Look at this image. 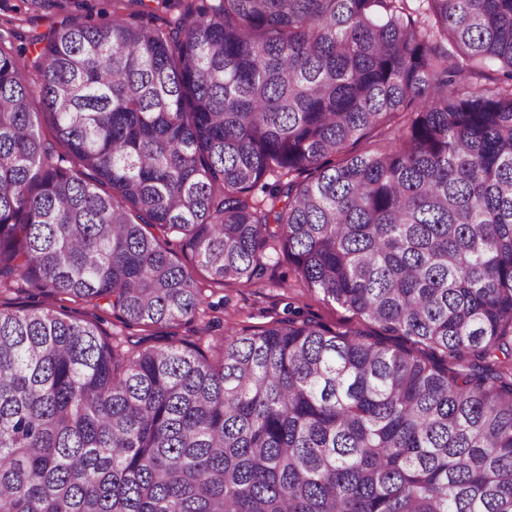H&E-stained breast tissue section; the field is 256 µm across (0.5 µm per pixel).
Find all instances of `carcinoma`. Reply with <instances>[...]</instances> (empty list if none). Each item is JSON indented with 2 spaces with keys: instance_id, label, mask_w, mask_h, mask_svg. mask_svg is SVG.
I'll return each mask as SVG.
<instances>
[{
  "instance_id": "cac0c4a2",
  "label": "carcinoma",
  "mask_w": 512,
  "mask_h": 512,
  "mask_svg": "<svg viewBox=\"0 0 512 512\" xmlns=\"http://www.w3.org/2000/svg\"><path fill=\"white\" fill-rule=\"evenodd\" d=\"M32 44L0 32L1 289L176 325L274 251L382 338L0 309V512H512V0H112Z\"/></svg>"
}]
</instances>
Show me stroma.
I'll return each mask as SVG.
<instances>
[{
	"label": "stroma",
	"mask_w": 512,
	"mask_h": 512,
	"mask_svg": "<svg viewBox=\"0 0 512 512\" xmlns=\"http://www.w3.org/2000/svg\"><path fill=\"white\" fill-rule=\"evenodd\" d=\"M99 11L93 16L82 12L27 11L21 0H0V28L20 33L26 60H33L35 51L30 39L44 35L62 24L75 20H93L102 24L112 18L110 0H98ZM209 309L205 317L175 327L127 326L113 315H98L101 327L113 344L129 349L131 344L164 346L185 340L208 349L209 345L231 330L254 331L288 317L290 310L319 321L331 328L377 335L371 322L329 301L322 293L299 287L283 256H272L264 265L263 275L251 283L227 281L206 283Z\"/></svg>",
	"instance_id": "35a3bbf8"
}]
</instances>
